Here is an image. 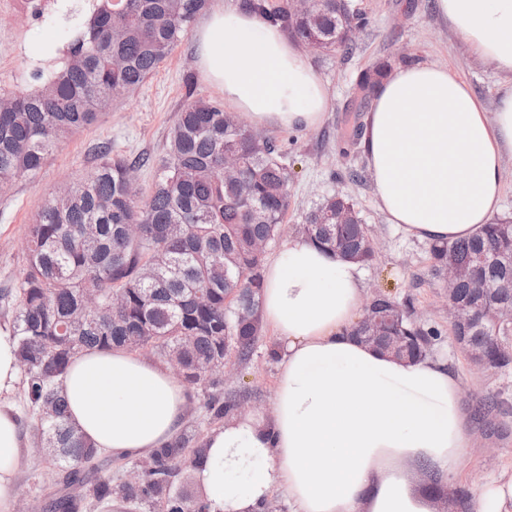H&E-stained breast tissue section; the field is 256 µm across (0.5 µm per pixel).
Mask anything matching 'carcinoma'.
<instances>
[{"label": "carcinoma", "mask_w": 512, "mask_h": 512, "mask_svg": "<svg viewBox=\"0 0 512 512\" xmlns=\"http://www.w3.org/2000/svg\"><path fill=\"white\" fill-rule=\"evenodd\" d=\"M251 10L280 25L304 43L312 37L328 41L332 50L352 53L349 28L364 29L369 20L351 2L320 0L310 21L290 10L289 0H245ZM206 0H90L85 21L74 31L63 65L46 75L31 73V88L0 93V191L20 177L38 171L62 139L95 124L102 114L133 94L188 33ZM382 66L362 72L340 140L362 133L359 113L385 77ZM183 105L158 159H129L96 148L94 173L47 194L27 229L22 275L12 288L0 289V303L17 343L24 371L27 413L36 419L38 443L57 449L49 459L65 473L67 484L79 474L93 473L91 492L99 501L112 495V471L70 421L60 380L80 351L112 345L165 359L175 357L188 368L204 366L224 353V337L238 360H247L261 333L262 267L255 241L273 243L280 235L290 204L289 175L284 153L269 137L254 139L250 128L220 103L193 97ZM239 155L241 170L224 178V154ZM156 168L150 191L143 195L136 174ZM349 204L351 222L336 224L328 213ZM126 224H142L147 234L130 239ZM303 233L340 258L359 257L369 263L375 249L354 201L342 194L321 197L305 214ZM470 267L482 287L468 281L457 296L477 309L479 322L467 332L475 351L498 360L501 373L512 372V331L496 326L491 313L512 308V219H496L472 239L430 245V272L437 279L447 252ZM88 292H99L106 307L93 319L80 316ZM124 296L125 307L112 313V293ZM395 332L409 336L410 359L430 352L441 336L434 327H415L408 307L385 296L373 299ZM251 308L238 320L234 310ZM195 336L193 346L180 349L179 337ZM203 407L204 429L224 421L238 400L224 399L223 382L209 377ZM51 410L49 417L41 410ZM477 420L492 423L512 412L501 393L476 398ZM202 452V443L178 438L139 465L136 486H122L133 501H151L159 512H209L205 497L173 494L171 474ZM87 497H61L44 512H78Z\"/></svg>", "instance_id": "cac0c4a2"}]
</instances>
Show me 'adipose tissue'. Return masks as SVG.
Wrapping results in <instances>:
<instances>
[{"mask_svg":"<svg viewBox=\"0 0 512 512\" xmlns=\"http://www.w3.org/2000/svg\"><path fill=\"white\" fill-rule=\"evenodd\" d=\"M472 56L509 79L487 111L447 67L402 66L377 86L363 138L381 210L426 241L481 232L500 209L512 153V0H435ZM203 80L254 125L313 129L330 101L305 49L280 26L215 0L194 31ZM261 316L278 342L268 416L238 417L203 439L194 472L210 512H434L411 472L447 480L468 438L459 377L441 359L404 361L353 328L366 287L359 263L308 237L265 262ZM16 344L0 331V512H12L22 453ZM72 424L97 454L151 455L184 424L190 393L160 361L122 347L76 354L62 377Z\"/></svg>","mask_w":512,"mask_h":512,"instance_id":"ef3b65f1","label":"adipose tissue"}]
</instances>
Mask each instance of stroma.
<instances>
[{
    "label": "stroma",
    "instance_id": "1",
    "mask_svg": "<svg viewBox=\"0 0 512 512\" xmlns=\"http://www.w3.org/2000/svg\"><path fill=\"white\" fill-rule=\"evenodd\" d=\"M81 2L42 0V13L34 17L23 12L20 0H0V91L28 84L34 66L48 70L57 66V59L36 56L35 47L50 27L56 28L62 38H69L83 20ZM352 3L370 20L367 29L358 35L352 54L310 58L330 99L324 120L313 130L267 132L287 152L290 184L284 231L267 255H279L288 240L300 234L305 212L323 194L341 192L356 203L376 245L375 261L363 269L367 298L387 295L409 306L418 324L438 326L442 335L432 353L448 361L460 378V406L469 417L471 442L449 475L447 488L439 489L433 504L435 512H459L448 504V488L472 491L495 480L503 471L512 470V417L507 420L509 432L504 437L486 433L470 418L474 400L481 393L501 390L512 396V374L486 375L456 347L447 332L441 290L430 276L428 243L388 223L379 207L361 144L350 145L343 153L337 137L346 118L345 109L354 96L358 73L378 63H387L393 69L407 59L448 66L490 112L496 108L505 79L471 56L463 39L440 19L433 0ZM195 56L194 40L185 36L135 94L103 115L97 124L63 139L37 175L17 180L9 190L0 192V288L13 286L24 267L26 229L42 199L58 186L93 173L96 158L92 149L96 144H111L113 152L128 157L145 154L155 158L163 152L187 93L223 102V93L202 80ZM353 170L359 173V181L350 179ZM276 375V342L267 332L255 343L248 360L234 361L232 374L224 379V394L244 399L247 412L254 416L267 415ZM22 429L29 447L18 466L14 505L25 512H40L48 495L65 494L68 488L62 472L50 467L47 455L37 451L31 423H23ZM98 462L112 471V496L91 502L86 512H157L151 502H129L123 497L122 487L137 467V460L102 456Z\"/></svg>",
    "mask_w": 512,
    "mask_h": 512
}]
</instances>
